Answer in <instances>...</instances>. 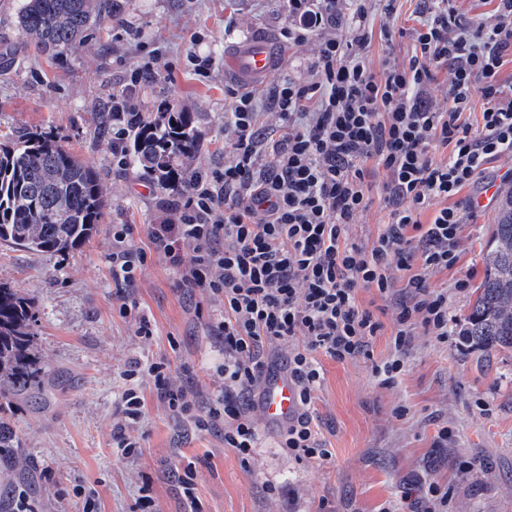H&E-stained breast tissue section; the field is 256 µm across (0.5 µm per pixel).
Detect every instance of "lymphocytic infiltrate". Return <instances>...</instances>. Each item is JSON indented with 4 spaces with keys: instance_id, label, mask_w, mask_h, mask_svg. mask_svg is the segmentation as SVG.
Returning a JSON list of instances; mask_svg holds the SVG:
<instances>
[{
    "instance_id": "obj_1",
    "label": "lymphocytic infiltrate",
    "mask_w": 512,
    "mask_h": 512,
    "mask_svg": "<svg viewBox=\"0 0 512 512\" xmlns=\"http://www.w3.org/2000/svg\"><path fill=\"white\" fill-rule=\"evenodd\" d=\"M372 0H288L289 43L317 37L311 82L281 79L269 101L281 122L278 137L258 125L261 98L237 94L226 124L224 166L196 172L171 206L175 221L149 237L178 270L182 288H206L220 299L215 326L224 345L222 385L211 400L173 386L167 366L148 364L160 396L196 429H224L225 447L251 460L260 440L254 397L272 347L291 344L286 367L299 391V411L280 430L297 460L329 456L314 429L313 405L323 379L320 358L369 356L382 329L357 302L365 288L392 305L390 356L375 365L392 382L404 368L416 327L447 341L448 292L432 274L454 268L463 251L459 194L492 161L512 159V94L497 75L512 53V0H499L492 21L461 19L451 0H434L410 28L406 63L385 58L373 70ZM345 35H338V28ZM451 74L448 105L430 90L440 70ZM147 62L112 98V164L129 165L127 139L138 112L129 92L158 78ZM484 107L478 125L466 113L474 97ZM379 178L388 222L375 238L354 242L351 228L370 203ZM430 222H422L424 213ZM112 275L132 285L146 262L133 227H112Z\"/></svg>"
}]
</instances>
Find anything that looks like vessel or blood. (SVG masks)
<instances>
[{
	"label": "vessel or blood",
	"instance_id": "vessel-or-blood-1",
	"mask_svg": "<svg viewBox=\"0 0 512 512\" xmlns=\"http://www.w3.org/2000/svg\"><path fill=\"white\" fill-rule=\"evenodd\" d=\"M281 58L277 41L269 35L257 34L232 44L224 53V72L239 84L262 82L277 69ZM259 410L264 422L283 425L299 410L297 388L287 372L267 373L260 393Z\"/></svg>",
	"mask_w": 512,
	"mask_h": 512
}]
</instances>
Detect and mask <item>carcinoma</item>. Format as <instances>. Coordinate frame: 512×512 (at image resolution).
<instances>
[{
  "label": "carcinoma",
  "instance_id": "cac0c4a2",
  "mask_svg": "<svg viewBox=\"0 0 512 512\" xmlns=\"http://www.w3.org/2000/svg\"><path fill=\"white\" fill-rule=\"evenodd\" d=\"M118 8L117 0H25L19 24L38 50L58 58L79 47L104 18L117 16ZM201 149L195 113L175 105L146 113L132 130L134 164L166 190L192 178ZM105 207L94 168L54 138L0 144V244L64 255L92 237ZM484 265L478 296L458 336L487 353L512 350V189L502 194ZM34 340L29 300L0 284V400L46 397L59 385L42 374ZM19 447L11 423L0 417V460L22 463Z\"/></svg>",
  "mask_w": 512,
  "mask_h": 512
}]
</instances>
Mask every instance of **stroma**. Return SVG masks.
Wrapping results in <instances>:
<instances>
[{
	"label": "stroma",
	"instance_id": "1",
	"mask_svg": "<svg viewBox=\"0 0 512 512\" xmlns=\"http://www.w3.org/2000/svg\"><path fill=\"white\" fill-rule=\"evenodd\" d=\"M117 20L104 21L64 61L40 54L21 31L24 0H0V141L42 134L55 138L97 173L107 203L98 232L66 255L0 245V283L33 304L32 331L46 374L62 382L49 402L19 399L7 411L28 469L0 464V512H17L27 497L39 512H84L95 490L98 512H139L150 486L153 512H426V487L447 492L443 512H512V351L492 355L440 342L415 329L404 369L382 383L375 364L389 354L393 312L371 358L322 359L314 425L331 452L300 462L279 446V430L262 427L250 463L225 447L224 430L198 431L176 418L152 376L141 373L144 416L129 434L140 448L124 456L112 444L123 421L124 370L168 364L174 385L201 397L221 388L224 347L211 328L224 308L203 288L176 287L177 269L151 249L154 224L173 223L172 195L137 166L112 165V134L100 130L135 67L148 54L171 79L137 86L131 102L142 112L162 103L194 111L203 134L195 167L224 164V126L240 85L224 76V50L253 33L281 37L286 0H120ZM211 57L209 79L196 76L188 55ZM315 44L289 47L286 62L259 84L262 95L283 76L306 81ZM498 205L474 206L457 266L429 283L447 289L453 319L466 316L484 277V249ZM134 225L147 262L133 287L112 277V227ZM470 277L459 290L456 279ZM135 311L122 315V301ZM154 333H138V317ZM448 428V442L438 440Z\"/></svg>",
	"mask_w": 512,
	"mask_h": 512
}]
</instances>
